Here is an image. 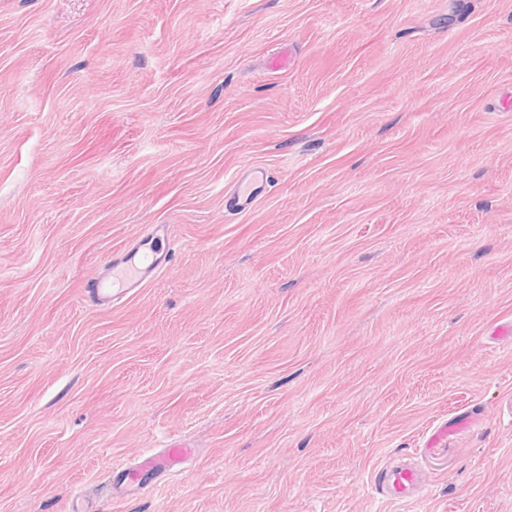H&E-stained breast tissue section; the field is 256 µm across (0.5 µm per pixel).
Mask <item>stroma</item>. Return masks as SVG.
<instances>
[{
	"label": "stroma",
	"mask_w": 512,
	"mask_h": 512,
	"mask_svg": "<svg viewBox=\"0 0 512 512\" xmlns=\"http://www.w3.org/2000/svg\"><path fill=\"white\" fill-rule=\"evenodd\" d=\"M509 324L512 0H0V512H512ZM263 171L257 168L251 169L245 174H242L238 181L236 182V189L231 199V205L233 207L242 206V201L245 199L247 201L253 193V185L260 179H263ZM165 234V225L156 224L151 233L141 238L131 249L110 259L103 275L85 281V301L99 307L111 306L114 300L153 278L162 268L166 256L158 254L151 243L154 238L160 239ZM472 426V419L460 417L454 423L443 422L434 428L425 442L426 448H441L448 442V437L467 430ZM192 445L186 441L173 440L159 454L154 453L146 457L135 470L128 471L123 482L138 480L140 473L151 471L163 475H177L180 466L192 455ZM370 482L385 501L397 503L411 498L422 486L423 478L416 467L383 464L376 467Z\"/></svg>",
	"instance_id": "stroma-1"
}]
</instances>
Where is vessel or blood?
<instances>
[{
	"label": "vessel or blood",
	"instance_id": "b4317fda",
	"mask_svg": "<svg viewBox=\"0 0 512 512\" xmlns=\"http://www.w3.org/2000/svg\"><path fill=\"white\" fill-rule=\"evenodd\" d=\"M263 176L260 169L254 168L242 174L231 196L232 206H241L249 199L254 184ZM165 225H155L151 234L141 238L131 249L110 259L106 272L98 277L87 279L84 283L86 302L108 307L112 302L127 295L133 288L155 276L162 268L165 258L151 246L153 239L164 237ZM472 425L471 418L461 417L454 423H441L434 428L425 445L429 448L445 446L449 436L467 430ZM190 443L182 440L171 441L161 453L146 457L138 469L129 471L127 480H138L141 472L151 471L163 475L178 474L181 465L192 455ZM372 487L388 502H403L411 498L422 486L421 472L413 466L381 465L376 467L371 479Z\"/></svg>",
	"mask_w": 512,
	"mask_h": 512
}]
</instances>
